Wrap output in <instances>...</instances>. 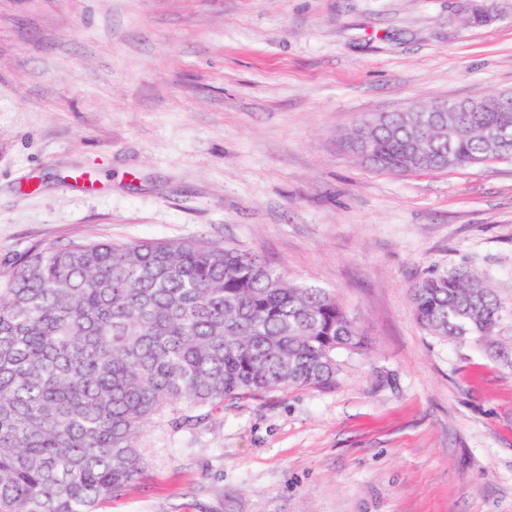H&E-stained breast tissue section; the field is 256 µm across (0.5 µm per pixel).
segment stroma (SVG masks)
<instances>
[{
	"label": "stroma",
	"instance_id": "35a3bbf8",
	"mask_svg": "<svg viewBox=\"0 0 512 512\" xmlns=\"http://www.w3.org/2000/svg\"><path fill=\"white\" fill-rule=\"evenodd\" d=\"M0 0V254L201 240L333 293L364 338L325 387L153 423L99 512H512V160L372 170L343 137L512 92V0ZM478 275L484 344L415 319ZM411 299L417 321L432 334L479 342L494 333L503 308L488 288L462 271L419 280Z\"/></svg>",
	"mask_w": 512,
	"mask_h": 512
}]
</instances>
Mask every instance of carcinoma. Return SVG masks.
Instances as JSON below:
<instances>
[{
    "label": "carcinoma",
    "instance_id": "obj_1",
    "mask_svg": "<svg viewBox=\"0 0 512 512\" xmlns=\"http://www.w3.org/2000/svg\"><path fill=\"white\" fill-rule=\"evenodd\" d=\"M356 127L378 171H437L512 144V112H405ZM466 133L441 138L440 128ZM432 334L485 341L501 301L455 271L411 289ZM363 337L328 291L200 241L34 244L0 255V512H97L140 473L151 423L187 404L326 386Z\"/></svg>",
    "mask_w": 512,
    "mask_h": 512
}]
</instances>
